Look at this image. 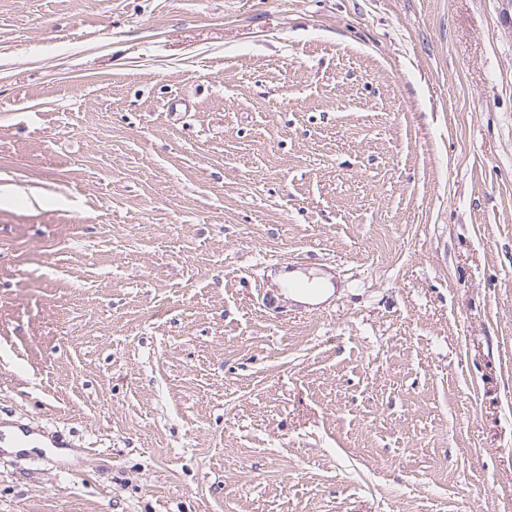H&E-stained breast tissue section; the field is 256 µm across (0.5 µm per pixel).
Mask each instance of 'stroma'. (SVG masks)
Returning <instances> with one entry per match:
<instances>
[{"mask_svg":"<svg viewBox=\"0 0 512 512\" xmlns=\"http://www.w3.org/2000/svg\"><path fill=\"white\" fill-rule=\"evenodd\" d=\"M0 191V512H512V0H0ZM35 433L28 428L24 427V425L12 426V425H4L1 426L0 422V446L3 445L4 448L13 451H22L30 448H17L28 445L32 440L33 435ZM3 440V441H2ZM6 442L9 443V446H6Z\"/></svg>","mask_w":512,"mask_h":512,"instance_id":"1","label":"stroma"}]
</instances>
